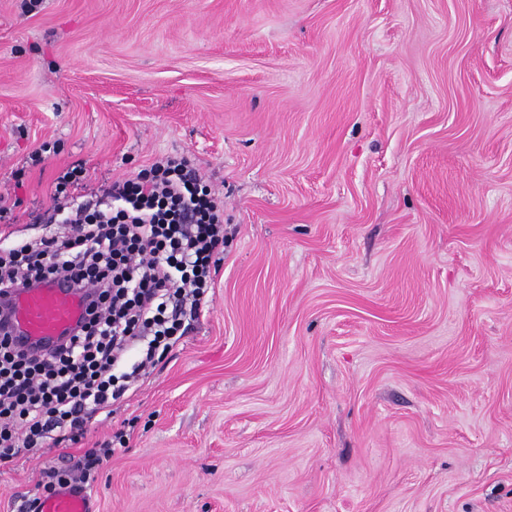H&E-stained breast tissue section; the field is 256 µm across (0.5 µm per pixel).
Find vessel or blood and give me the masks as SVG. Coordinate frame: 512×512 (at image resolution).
Listing matches in <instances>:
<instances>
[{"instance_id":"obj_1","label":"vessel or blood","mask_w":512,"mask_h":512,"mask_svg":"<svg viewBox=\"0 0 512 512\" xmlns=\"http://www.w3.org/2000/svg\"><path fill=\"white\" fill-rule=\"evenodd\" d=\"M12 332L43 350L67 336L82 321V293L60 282H46L17 292L9 305ZM89 496L76 487L59 489L42 502V512H95Z\"/></svg>"}]
</instances>
